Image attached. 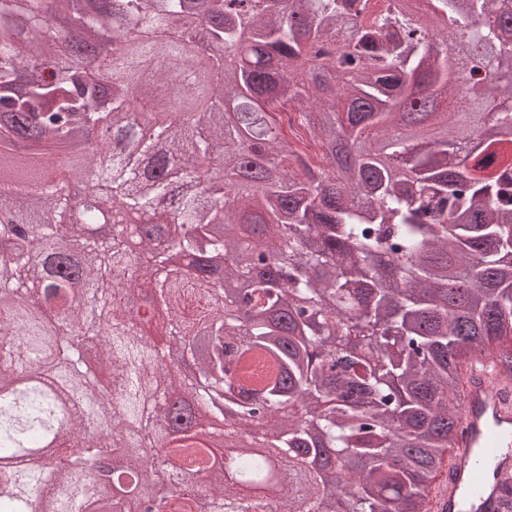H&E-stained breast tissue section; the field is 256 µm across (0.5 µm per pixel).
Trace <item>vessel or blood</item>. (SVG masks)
Returning <instances> with one entry per match:
<instances>
[{"instance_id": "vessel-or-blood-1", "label": "vessel or blood", "mask_w": 512, "mask_h": 512, "mask_svg": "<svg viewBox=\"0 0 512 512\" xmlns=\"http://www.w3.org/2000/svg\"><path fill=\"white\" fill-rule=\"evenodd\" d=\"M463 432L427 493L429 512H512V377L495 360L459 369Z\"/></svg>"}]
</instances>
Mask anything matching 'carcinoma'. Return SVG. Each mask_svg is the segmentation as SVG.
<instances>
[{
	"instance_id": "cac0c4a2",
	"label": "carcinoma",
	"mask_w": 512,
	"mask_h": 512,
	"mask_svg": "<svg viewBox=\"0 0 512 512\" xmlns=\"http://www.w3.org/2000/svg\"><path fill=\"white\" fill-rule=\"evenodd\" d=\"M423 2L0 0V144L44 146L0 171V512H137L125 474L153 512H339L305 463L344 459L351 512H415L462 417L453 351L512 346V0ZM91 129L135 145L60 166ZM143 324L183 358L210 336L176 400ZM223 410L265 425L237 478L141 456L212 455Z\"/></svg>"
}]
</instances>
